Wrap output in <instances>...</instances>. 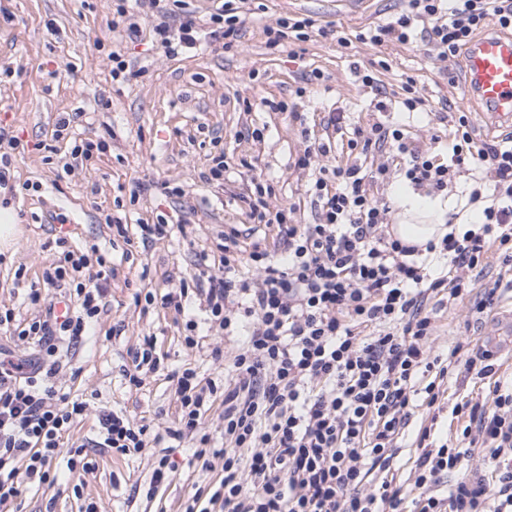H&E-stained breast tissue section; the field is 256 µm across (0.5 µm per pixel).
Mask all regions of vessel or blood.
I'll use <instances>...</instances> for the list:
<instances>
[{"label":"vessel or blood","instance_id":"vessel-or-blood-1","mask_svg":"<svg viewBox=\"0 0 512 512\" xmlns=\"http://www.w3.org/2000/svg\"><path fill=\"white\" fill-rule=\"evenodd\" d=\"M468 93L485 107L491 122L512 126V36L487 33L466 56Z\"/></svg>","mask_w":512,"mask_h":512}]
</instances>
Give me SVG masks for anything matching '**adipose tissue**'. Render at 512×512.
Instances as JSON below:
<instances>
[{"label":"adipose tissue","mask_w":512,"mask_h":512,"mask_svg":"<svg viewBox=\"0 0 512 512\" xmlns=\"http://www.w3.org/2000/svg\"><path fill=\"white\" fill-rule=\"evenodd\" d=\"M398 206L400 217L393 231L401 239L413 244L438 239L448 233L449 228L445 226L444 219L446 215L457 211L453 198L421 196L408 190L400 191Z\"/></svg>","instance_id":"adipose-tissue-1"}]
</instances>
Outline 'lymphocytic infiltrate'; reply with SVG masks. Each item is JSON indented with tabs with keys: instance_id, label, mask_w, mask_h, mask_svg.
Listing matches in <instances>:
<instances>
[{
	"instance_id": "lymphocytic-infiltrate-1",
	"label": "lymphocytic infiltrate",
	"mask_w": 512,
	"mask_h": 512,
	"mask_svg": "<svg viewBox=\"0 0 512 512\" xmlns=\"http://www.w3.org/2000/svg\"><path fill=\"white\" fill-rule=\"evenodd\" d=\"M247 2L223 0L198 16L187 11L186 0L167 6L114 0L109 27L135 37L149 32L165 58L200 49L210 38L230 50ZM491 24L512 32V0H405L394 21L367 27L356 39L382 47L420 37L452 67ZM264 32L272 47L315 32L332 35L290 14L272 18ZM451 121L453 155L443 162L402 129L380 122L350 128L342 115L328 113L325 129L346 138L349 150L400 159L399 170L385 163L372 170L329 166L323 162L329 143L304 140L296 164L314 174L313 223H293L272 186L251 178L248 218L277 225V247L259 239L244 244V231L228 226L213 246L217 265L209 263L211 252L201 253L192 284L159 297L145 294L146 304L180 312L196 292L205 319L186 321L187 348H197L202 333L241 339L230 352L212 350L224 361L223 384L200 381L192 368L178 375L177 424L164 433L123 411H98L102 447L150 456L148 495L169 485L178 470L168 455L150 454L170 437L190 442L191 459L203 468L223 462L219 485L197 490L185 512H404L411 489L418 512H512V379L495 380L485 397L456 402L453 436L418 430L411 487L389 476L397 438L419 408L439 405L452 376L482 381L495 373L487 345L467 339L443 350L431 345L432 299H465L471 314L484 315L497 290L475 291L464 272L481 266L493 246L502 268L512 270V146L474 148L467 114L453 113ZM464 169L491 180L488 190L470 193L471 203L483 205L478 228L419 245L388 233L391 210L375 199L373 185L397 176L413 189L443 194ZM92 263L95 275L77 281ZM112 273L104 256L62 251L44 271L42 287L29 293L32 304H45L44 313L19 326L12 315L0 316L19 346L39 349L34 360L0 357V505L22 495L23 481L50 483L64 439L87 414L86 400L60 392L48 377L59 371L60 349L76 350L106 306ZM61 288L74 290L79 306L60 317L47 300ZM219 398L224 446L216 449L202 418Z\"/></svg>"
}]
</instances>
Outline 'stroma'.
Returning a JSON list of instances; mask_svg holds the SVG:
<instances>
[{"label":"stroma","mask_w":512,"mask_h":512,"mask_svg":"<svg viewBox=\"0 0 512 512\" xmlns=\"http://www.w3.org/2000/svg\"><path fill=\"white\" fill-rule=\"evenodd\" d=\"M400 7V0H372L366 12L344 13L336 0H251L240 50L228 52L214 42L198 53L153 60L144 57L143 44L126 32L108 31L112 0H0V126L14 130L22 148L12 158L10 189H0V200L8 199L22 229L14 254H0V311L12 309L19 321L35 315L28 293L56 255L57 217L69 224L72 249L97 247L115 270L108 311L52 379L62 392L90 402L91 412L72 441L83 446L94 468L69 471L70 452L62 450L53 466L57 483L26 490L0 506V512H81L91 501L97 512H184L197 488L222 479L221 466L185 465L186 448L174 447L170 454L181 465L173 481L147 497V458L117 457L93 447L95 412L123 408L161 432L177 409L172 372L190 367L199 377L223 383V361L184 347L185 318L199 315L197 301H188L180 315L158 304L142 309L134 295H161L178 287L194 273L193 252L210 246L225 225L246 223L247 207L239 195L251 177L268 179L278 201L295 207L297 222L313 223L316 208L307 192L311 174L294 166L303 147L302 127H313L337 109L352 123L403 127L444 160L451 137L439 109L450 103L468 113L476 146L512 135L491 128L481 115L482 105L467 97L464 64L445 69L422 42L377 49L356 41L360 30L394 19ZM286 12L319 26L332 25L352 43L344 48L316 35L268 49L263 26ZM117 45L136 56L140 68L124 83L114 82L111 75L108 55ZM364 69L382 81L390 101L386 111H377L373 92L362 86L358 73ZM314 70L321 71V80L306 83ZM409 80L426 109L407 112L399 107ZM271 100L285 104V111L270 110ZM63 112L77 113L76 138L106 142L94 161L93 177L78 167L68 175L57 174L67 148L52 140L51 129ZM297 112L302 115L298 121L293 118ZM255 128L263 130L262 140L248 137ZM218 154L228 165L224 191L201 179ZM170 181L184 190L180 213L185 228H172L146 247L112 234L104 221L108 214L126 217L132 226L173 218L172 200L165 195ZM511 318L510 292L479 321L468 316L466 303L444 305L437 312L434 344L443 348L466 338L489 343L497 352L499 374L510 375ZM147 336L157 339L162 368L136 391L126 383L123 369ZM488 391L485 381L451 382L434 425L436 434L455 431L451 411L458 397L477 398Z\"/></svg>","instance_id":"obj_1"}]
</instances>
